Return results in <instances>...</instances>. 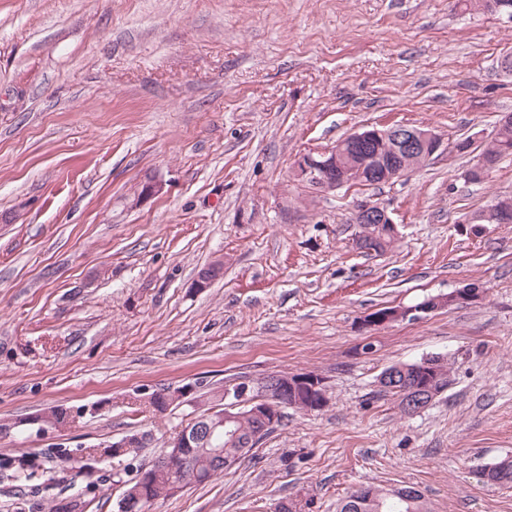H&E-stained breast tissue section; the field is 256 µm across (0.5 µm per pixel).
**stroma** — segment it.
Masks as SVG:
<instances>
[{"label":"stroma","instance_id":"stroma-1","mask_svg":"<svg viewBox=\"0 0 512 512\" xmlns=\"http://www.w3.org/2000/svg\"><path fill=\"white\" fill-rule=\"evenodd\" d=\"M509 50L511 18L453 0H0V512L78 493L119 512L118 462L98 457L90 488L65 457L144 434L123 461L135 474L207 392L275 372L319 375L328 405L285 409L157 512H275L296 495L337 512L363 485L415 487L431 512H512V487L475 475L512 456V224L469 223L512 196V157L471 183L455 149L512 113ZM396 124L444 150L378 189L293 177L303 153ZM150 178L162 191L138 200ZM369 199L400 232L381 256L354 246ZM471 284L477 301L362 327ZM435 354L451 385L402 414L380 373ZM56 407L81 416L32 424ZM21 456L26 481L1 466Z\"/></svg>","mask_w":512,"mask_h":512}]
</instances>
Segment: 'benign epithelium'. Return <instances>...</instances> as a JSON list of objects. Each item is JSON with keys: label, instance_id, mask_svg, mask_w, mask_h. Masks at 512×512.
Wrapping results in <instances>:
<instances>
[{"label": "benign epithelium", "instance_id": "obj_1", "mask_svg": "<svg viewBox=\"0 0 512 512\" xmlns=\"http://www.w3.org/2000/svg\"><path fill=\"white\" fill-rule=\"evenodd\" d=\"M351 138L359 144L374 145L378 142L386 144L390 155L384 161L382 170L386 177L398 179L411 171L410 162L423 158H430L443 147L442 138L429 129L408 127L399 125L394 130H383L377 127H367L351 134ZM298 178H310L314 187L322 191H333L348 185L342 169L336 161V152L331 149L316 150L302 155L295 164ZM389 224L393 233H398V227L391 217L387 207L378 202L364 201L357 206L353 222L356 224H368L370 222ZM481 297L477 290L463 289L448 295L432 296L418 305L397 307L377 314L364 321V329L373 331L399 320H419L438 308L453 304L475 301ZM290 391L297 396L295 403H300V397L313 396L319 392L321 401L313 404V407L323 408L328 402L324 381L311 378L307 375H297L288 379L277 376L273 380H263L256 390V394L248 395L249 388L244 386L235 390L224 388V412L218 414L213 421L206 426V440L213 439L216 432L224 429V424L235 419V412L246 407L251 414L258 417L267 427L277 424L282 414V409L288 405ZM445 392L443 388H434L432 385H420L410 388L406 392L401 409L407 413H417L426 405L432 403ZM200 428L190 429L184 427L173 438L167 447L173 449L164 466L168 468H181L186 471V456L181 449L191 447V444L200 442Z\"/></svg>", "mask_w": 512, "mask_h": 512}]
</instances>
